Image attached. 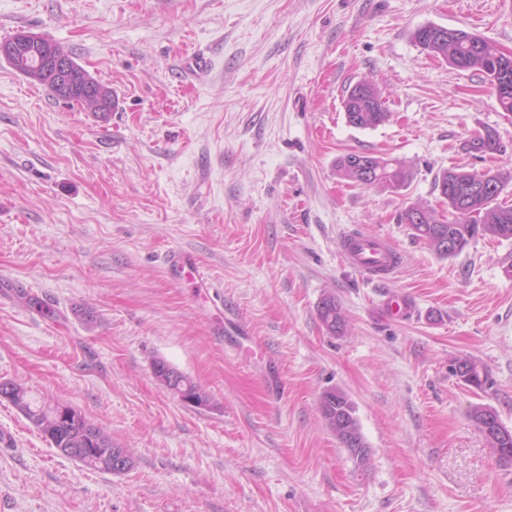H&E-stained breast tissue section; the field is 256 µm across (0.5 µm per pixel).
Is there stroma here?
Segmentation results:
<instances>
[{
    "label": "stroma",
    "mask_w": 512,
    "mask_h": 512,
    "mask_svg": "<svg viewBox=\"0 0 512 512\" xmlns=\"http://www.w3.org/2000/svg\"><path fill=\"white\" fill-rule=\"evenodd\" d=\"M428 24L512 53V0H0V41L48 36L121 99L101 121L0 59V381L135 452L127 473L88 469L1 400L0 512H512V463L469 418L487 405L512 429V239L442 258L399 220L442 208L444 170L512 172V114L416 45ZM363 80L390 112L374 129L342 107ZM487 129L499 152H468ZM350 152L411 178L350 183ZM349 231L400 249L398 276L346 265ZM172 250L203 281L173 283ZM328 297L345 334L318 318ZM159 359L212 406L168 391ZM328 389L366 468L320 418ZM453 373L467 385L479 390L484 389L488 382L486 372L470 359H460L453 367ZM153 369H154V375L156 379L165 386L169 391L175 392V388L178 386V383H181L183 386L188 385L190 388L195 390H202L205 394V398L207 400V408L210 407L212 404V397L211 395L203 390L200 386H198L190 377L186 376L185 374L181 373L174 367H172L170 364L163 360H156L153 363ZM168 370V371H167ZM176 372L179 374L180 379L175 383V385L172 384L170 379V373ZM320 399L321 416L327 427L336 436L339 444L346 448L344 445L345 431L343 429H347L351 439L360 446L358 448H346L348 452L355 455L357 459L365 452V449L362 448H367V451L370 452V455L365 459V463L359 464L360 467H366L371 459V451L361 432L353 403L344 392L336 389L325 391Z\"/></svg>",
    "instance_id": "1"
}]
</instances>
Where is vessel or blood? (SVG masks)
Segmentation results:
<instances>
[{"label":"vessel or blood","instance_id":"vessel-or-blood-1","mask_svg":"<svg viewBox=\"0 0 512 512\" xmlns=\"http://www.w3.org/2000/svg\"><path fill=\"white\" fill-rule=\"evenodd\" d=\"M338 246L348 266L372 279H390L403 264L401 254L382 236L347 233L341 236ZM165 263L171 280L176 283L196 270L194 259L179 250L170 251Z\"/></svg>","mask_w":512,"mask_h":512}]
</instances>
